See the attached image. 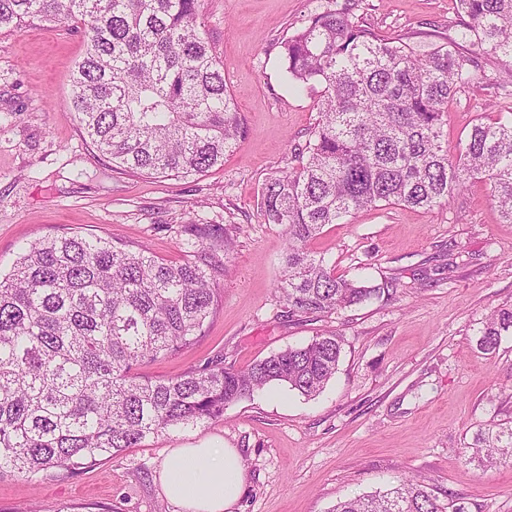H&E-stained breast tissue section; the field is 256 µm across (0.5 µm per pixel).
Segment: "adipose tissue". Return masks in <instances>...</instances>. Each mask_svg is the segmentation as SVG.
Returning a JSON list of instances; mask_svg holds the SVG:
<instances>
[{
    "mask_svg": "<svg viewBox=\"0 0 512 512\" xmlns=\"http://www.w3.org/2000/svg\"><path fill=\"white\" fill-rule=\"evenodd\" d=\"M160 483L179 512H233L245 467L235 448H175L162 466Z\"/></svg>",
    "mask_w": 512,
    "mask_h": 512,
    "instance_id": "ef3b65f1",
    "label": "adipose tissue"
}]
</instances>
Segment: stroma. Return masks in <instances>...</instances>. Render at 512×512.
I'll return each instance as SVG.
<instances>
[{"label":"stroma","mask_w":512,"mask_h":512,"mask_svg":"<svg viewBox=\"0 0 512 512\" xmlns=\"http://www.w3.org/2000/svg\"><path fill=\"white\" fill-rule=\"evenodd\" d=\"M426 53L456 38V0H202V34L224 64L247 135L223 166L187 178L113 168L83 138L70 76L85 49L73 23L0 29V267L24 243L86 229L143 243L177 260L178 225L235 226L224 302L193 347L145 364L173 377L212 365L246 368L333 331L343 340L334 378L307 398L274 385L223 418L147 439L142 447L32 483L0 478V512H175L160 471L172 449H238L247 478L235 512H329L337 501L406 479L469 512H512V465L465 456L488 425L512 427V334L488 353L487 317L512 306V224L488 187L470 181L448 205L386 206L326 225L311 243L337 274L394 281L396 293L318 319L289 315L276 284L284 229L265 223L266 180L295 167L319 112V90L286 92L281 42L324 9ZM448 107L456 150L486 102L512 110L496 85L504 66Z\"/></svg>","instance_id":"stroma-1"}]
</instances>
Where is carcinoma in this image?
<instances>
[{
  "mask_svg": "<svg viewBox=\"0 0 512 512\" xmlns=\"http://www.w3.org/2000/svg\"><path fill=\"white\" fill-rule=\"evenodd\" d=\"M202 0H0V28L29 19L83 27L86 49L71 104L112 166L186 178L224 165L245 139L224 64L200 35ZM458 37L423 54L326 10L282 43L288 85H318L321 105L298 166L261 192L267 224L284 227L278 284L290 311L327 316L390 294L393 282L338 277L308 244L363 209H432L471 180L489 185L512 224V117L476 118L448 154V103L474 84L481 59L512 64V0H457ZM183 257L93 232L39 239L0 274V477L37 482L150 437L224 416L272 384L319 394L336 373L333 333L289 346L243 370L206 368L171 378L136 369L204 335L223 305L234 250L223 224H182ZM512 334V309L493 313L479 347ZM495 463L512 454V429L478 439ZM329 512H468L407 480Z\"/></svg>",
  "mask_w": 512,
  "mask_h": 512,
  "instance_id": "1",
  "label": "carcinoma"
}]
</instances>
